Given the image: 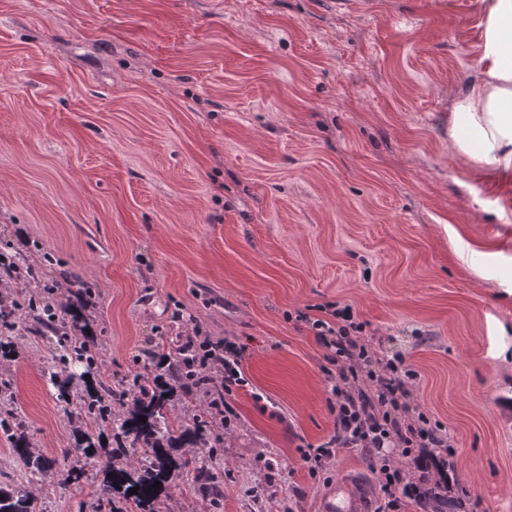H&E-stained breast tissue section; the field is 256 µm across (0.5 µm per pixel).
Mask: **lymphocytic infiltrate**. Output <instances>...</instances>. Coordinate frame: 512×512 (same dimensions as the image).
I'll return each mask as SVG.
<instances>
[{"label":"lymphocytic infiltrate","instance_id":"obj_1","mask_svg":"<svg viewBox=\"0 0 512 512\" xmlns=\"http://www.w3.org/2000/svg\"><path fill=\"white\" fill-rule=\"evenodd\" d=\"M299 320L329 351L327 375L336 414V432L329 441L301 451L310 477L320 476L338 449L355 448L372 455L389 445L399 447L415 468L456 470V451L441 424L411 399L407 384L416 379V371L401 357H372L365 339L367 322L359 320L352 308L335 303L320 305L318 314H303ZM186 338L205 352L221 355L219 364L203 366L208 384L218 385L225 396L246 387L242 346L212 340L197 326Z\"/></svg>","mask_w":512,"mask_h":512}]
</instances>
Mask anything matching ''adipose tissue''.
<instances>
[{
    "label": "adipose tissue",
    "instance_id": "obj_1",
    "mask_svg": "<svg viewBox=\"0 0 512 512\" xmlns=\"http://www.w3.org/2000/svg\"><path fill=\"white\" fill-rule=\"evenodd\" d=\"M481 77L453 108L451 139L472 159L512 171V0H486Z\"/></svg>",
    "mask_w": 512,
    "mask_h": 512
}]
</instances>
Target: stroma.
<instances>
[{
	"instance_id": "obj_1",
	"label": "stroma",
	"mask_w": 512,
	"mask_h": 512,
	"mask_svg": "<svg viewBox=\"0 0 512 512\" xmlns=\"http://www.w3.org/2000/svg\"><path fill=\"white\" fill-rule=\"evenodd\" d=\"M480 0H0V253H50L94 289L113 379L175 337L178 311L246 348L248 388L213 464L218 512H318L374 461L340 450L310 479L301 446L336 431L327 350L296 314L333 302L418 373L473 512H512V173L458 154L478 79ZM36 453L74 422L41 376L51 343L14 337ZM95 468L46 512H95ZM192 474L157 512H204Z\"/></svg>"
}]
</instances>
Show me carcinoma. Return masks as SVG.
<instances>
[{
  "instance_id": "carcinoma-1",
  "label": "carcinoma",
  "mask_w": 512,
  "mask_h": 512,
  "mask_svg": "<svg viewBox=\"0 0 512 512\" xmlns=\"http://www.w3.org/2000/svg\"><path fill=\"white\" fill-rule=\"evenodd\" d=\"M53 258L45 253L38 261L24 256L8 265L0 263V330L18 329L32 336H55L57 348L43 370L47 384L55 390V399L66 417L89 421L76 433L75 446L66 452L101 468L103 478L95 486L97 507L107 512H154L165 482L176 469H192L200 480L201 496L213 502L224 497V484L210 476L212 455L175 461L169 454L174 446L203 448L208 442L210 410L197 396L202 390L190 373L194 354L187 347L175 348L168 363L151 373L136 372L114 383L107 373L99 348L87 334L89 321L79 304L56 296V284L47 280L46 269ZM83 368L78 378L60 380L59 369L69 365ZM181 395L192 416L174 415L172 397ZM147 421L140 422V417ZM112 428L115 447L100 445L97 428ZM0 434L10 443L12 452L24 462L25 470L17 480L0 485V512H38L37 500L25 485L39 479L51 467L45 458L34 454L18 414L7 411L0 417ZM137 488V493L129 489ZM422 504L430 512H460L459 500L428 495Z\"/></svg>"
}]
</instances>
